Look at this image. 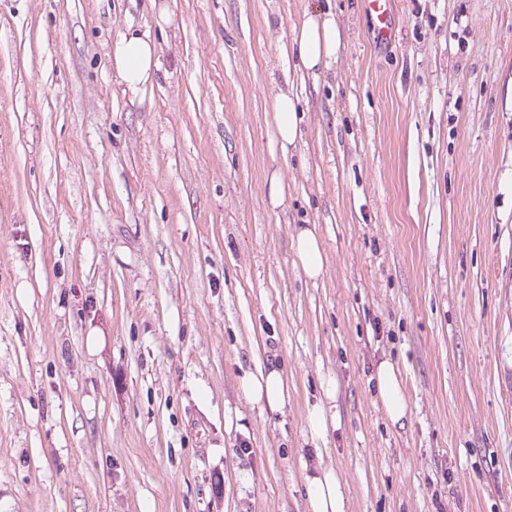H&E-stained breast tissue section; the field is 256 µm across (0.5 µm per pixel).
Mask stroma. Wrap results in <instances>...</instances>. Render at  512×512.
Here are the masks:
<instances>
[{"label": "stroma", "instance_id": "stroma-1", "mask_svg": "<svg viewBox=\"0 0 512 512\" xmlns=\"http://www.w3.org/2000/svg\"><path fill=\"white\" fill-rule=\"evenodd\" d=\"M149 2L0 0V512H308L321 468L346 512H512V0H391L386 47L362 0H157L165 28ZM315 7L342 42L285 152L280 47ZM130 29L167 70L140 105ZM274 363L277 412L240 388ZM112 71L131 101H144L148 88L158 85L165 74L160 48L148 34L128 30L111 44ZM299 230L295 237V252L299 265L309 279H316L322 273L324 266L323 252L320 246L316 228L308 224ZM399 377L395 365L385 361L378 366L375 383L389 420L403 426L410 415V406ZM331 407H326L322 401L314 404L308 412V429L312 439L323 437L329 424L336 426V413H330Z\"/></svg>", "mask_w": 512, "mask_h": 512}]
</instances>
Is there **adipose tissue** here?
Listing matches in <instances>:
<instances>
[{
    "instance_id": "obj_1",
    "label": "adipose tissue",
    "mask_w": 512,
    "mask_h": 512,
    "mask_svg": "<svg viewBox=\"0 0 512 512\" xmlns=\"http://www.w3.org/2000/svg\"><path fill=\"white\" fill-rule=\"evenodd\" d=\"M340 46V29L332 14L319 10L307 12L302 23L293 30L290 46L282 47L281 59L299 61L301 68L319 75L331 66ZM110 58L112 70L130 100H143L148 88L157 85L164 74L160 48L148 34L127 31L114 43ZM298 99L292 92L279 90L274 98L276 136L282 148H289L300 136L297 115ZM375 383L385 412L392 423L403 424L410 414L400 374L390 362L379 364ZM241 388L252 403L276 411L288 398V387L278 366L242 378ZM310 512H346L344 487L334 470L306 480Z\"/></svg>"
}]
</instances>
